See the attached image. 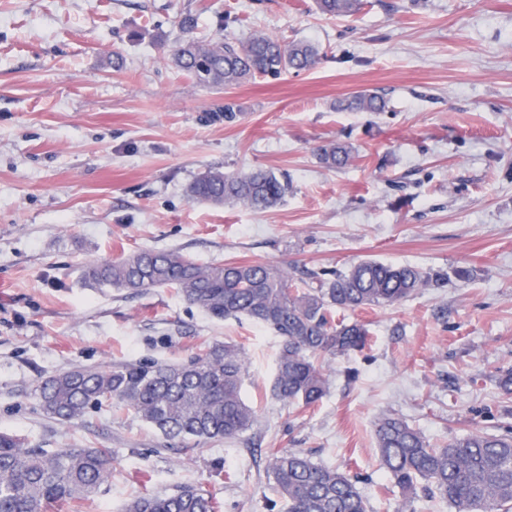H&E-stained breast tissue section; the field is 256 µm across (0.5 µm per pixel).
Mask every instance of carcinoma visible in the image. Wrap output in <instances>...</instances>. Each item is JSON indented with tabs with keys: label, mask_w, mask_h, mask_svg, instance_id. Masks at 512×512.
<instances>
[{
	"label": "carcinoma",
	"mask_w": 512,
	"mask_h": 512,
	"mask_svg": "<svg viewBox=\"0 0 512 512\" xmlns=\"http://www.w3.org/2000/svg\"><path fill=\"white\" fill-rule=\"evenodd\" d=\"M325 16L349 17L360 0H315ZM186 37L172 61L197 83L231 87L257 76L277 78L315 66L319 49L302 40L265 33L198 40L197 17L181 16ZM387 100L361 93L346 108L383 112ZM330 169L346 167L350 145L330 142L318 149ZM289 191L288 180L256 168L228 174L210 170L186 187L193 201L215 206L243 204L265 210ZM87 275L103 285L141 294L172 288L189 305L221 320L248 319L280 338L272 396L316 406L327 394L325 357L363 350L368 325L337 314L393 307L440 280L411 265L362 259L346 269L307 271L296 278L259 263L202 265L179 251L143 250L91 267ZM247 366L239 347L203 343L177 363L146 362L109 368L73 367L36 386L43 412L75 423L90 412L122 405L182 448L233 440L250 429L255 411L242 398ZM380 467L408 500L418 490L438 494L455 512H512V434L472 432L432 444L406 420L385 415L376 423ZM112 449L70 448L48 452L23 438L0 433V512H54L76 500L97 496L112 475ZM268 473L288 512H369L358 480L336 467L313 461L302 451L271 448ZM123 512H218L216 499L192 485L170 494H147L125 503Z\"/></svg>",
	"instance_id": "obj_1"
}]
</instances>
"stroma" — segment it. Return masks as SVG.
Here are the masks:
<instances>
[{
    "mask_svg": "<svg viewBox=\"0 0 512 512\" xmlns=\"http://www.w3.org/2000/svg\"><path fill=\"white\" fill-rule=\"evenodd\" d=\"M201 39L254 31L320 48L311 69L203 87L175 66L177 18ZM383 94V112L338 101ZM237 117L225 121V102ZM351 143L340 170L316 150ZM287 175L256 211L189 200L217 168ZM144 249L199 263L307 270L364 258L441 274L399 305L360 311L368 346L326 362L315 407L271 395L280 339L250 320L217 321L173 289L128 294L87 266ZM469 280L455 276L458 268ZM233 342L248 366L254 426L200 449L167 447L133 412L47 417L44 376L74 366L180 362ZM512 0H363L328 18L314 0H0V431L48 451L102 447L101 493L61 512H122L185 485L220 512H285L266 449L308 454L357 476L371 512H452L406 502L379 464L375 423L393 414L441 443L512 427Z\"/></svg>",
    "mask_w": 512,
    "mask_h": 512,
    "instance_id": "35a3bbf8",
    "label": "stroma"
}]
</instances>
